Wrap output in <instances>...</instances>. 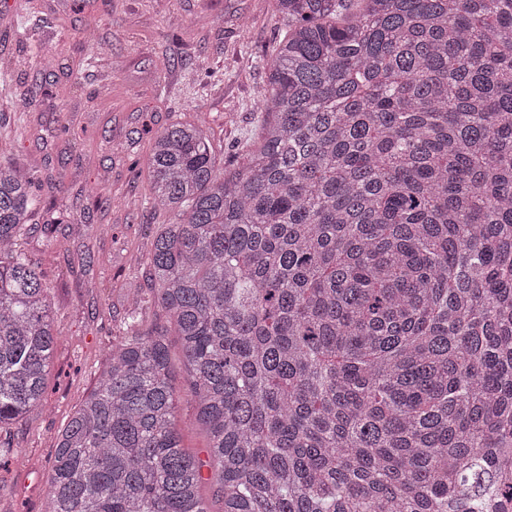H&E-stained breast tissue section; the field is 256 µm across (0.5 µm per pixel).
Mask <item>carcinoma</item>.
I'll use <instances>...</instances> for the list:
<instances>
[{
	"label": "carcinoma",
	"instance_id": "1",
	"mask_svg": "<svg viewBox=\"0 0 512 512\" xmlns=\"http://www.w3.org/2000/svg\"><path fill=\"white\" fill-rule=\"evenodd\" d=\"M276 0L258 142L150 139L163 319L126 306L58 437L45 512H210L180 445V340L222 512H497L512 487V0ZM0 160V426L43 406L59 220Z\"/></svg>",
	"mask_w": 512,
	"mask_h": 512
}]
</instances>
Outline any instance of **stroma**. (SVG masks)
<instances>
[{"mask_svg": "<svg viewBox=\"0 0 512 512\" xmlns=\"http://www.w3.org/2000/svg\"><path fill=\"white\" fill-rule=\"evenodd\" d=\"M0 0V159L38 170L39 194L74 221L27 226L21 240L51 285L58 336L42 410L0 428V441L23 461L0 463V512H43L57 437L96 382L125 312L124 295L140 289L146 315L156 306L146 257L153 233L171 214L146 201L151 131L204 116L225 170L238 167L258 140L257 107L267 85L260 65L282 36L274 0ZM94 29L98 58L85 59L83 32ZM63 49L65 64L18 69L36 49ZM119 57L122 71L109 61ZM44 87L26 112L21 92ZM28 133L14 134L17 119ZM112 189V208L90 189ZM107 255L102 266L87 251Z\"/></svg>", "mask_w": 512, "mask_h": 512, "instance_id": "obj_1", "label": "stroma"}]
</instances>
